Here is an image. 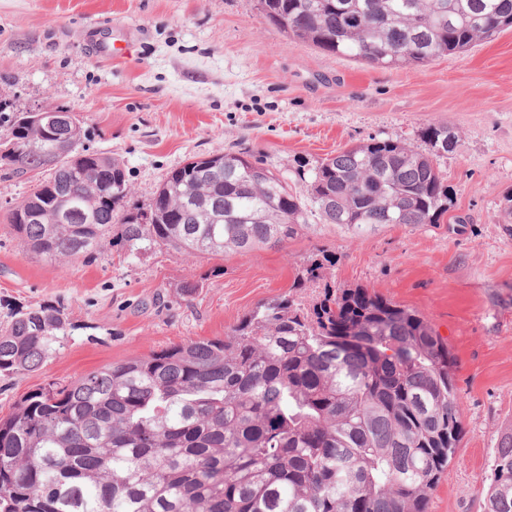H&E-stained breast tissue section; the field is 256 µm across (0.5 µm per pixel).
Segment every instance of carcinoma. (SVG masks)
Wrapping results in <instances>:
<instances>
[{
  "instance_id": "1",
  "label": "carcinoma",
  "mask_w": 512,
  "mask_h": 512,
  "mask_svg": "<svg viewBox=\"0 0 512 512\" xmlns=\"http://www.w3.org/2000/svg\"><path fill=\"white\" fill-rule=\"evenodd\" d=\"M267 21L378 68L424 66L512 27V0H258ZM370 138L307 170V201L357 234L438 224L451 199L438 146ZM56 137L0 98V170L47 172L5 216L49 260L98 256L112 227L131 251L188 256L280 246L305 224L287 179L241 148L195 156L146 208L121 163L55 152ZM323 254L295 279L318 277ZM59 303L0 327V375L36 371L68 333ZM462 434L454 358L417 312L367 288L288 293L222 338L191 340L40 386L0 417V512H427ZM484 512H512V429L500 436Z\"/></svg>"
}]
</instances>
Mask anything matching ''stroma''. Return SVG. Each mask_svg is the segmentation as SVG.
Returning <instances> with one entry per match:
<instances>
[{
	"label": "stroma",
	"instance_id": "1",
	"mask_svg": "<svg viewBox=\"0 0 512 512\" xmlns=\"http://www.w3.org/2000/svg\"><path fill=\"white\" fill-rule=\"evenodd\" d=\"M115 38L117 55L99 51ZM0 96L63 105L86 147L124 166L130 202L148 206L167 172L245 145L294 191L296 158L316 165L346 145L393 139L425 153L433 123L459 143L438 165L451 206L438 224L357 235L308 210L281 247L189 257L107 246L53 262L0 222V324L11 307L63 302L67 344L36 372L0 379V416L27 392L190 340L223 337L258 304L365 287L414 310L455 359L463 431L428 512H483L489 463L512 427V29L422 67L385 69L290 40L258 0H0ZM335 256L294 287L308 260ZM199 282L183 297L180 286Z\"/></svg>",
	"mask_w": 512,
	"mask_h": 512
}]
</instances>
